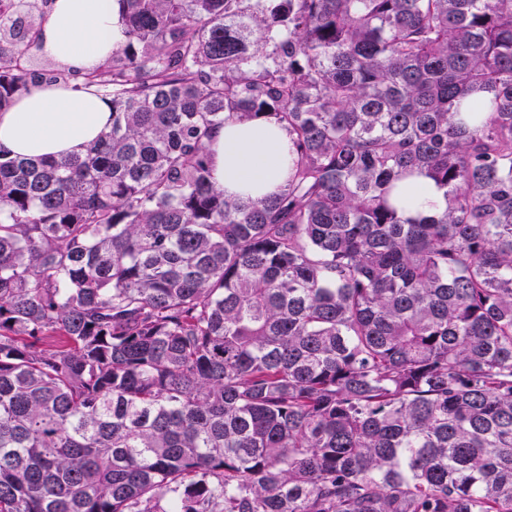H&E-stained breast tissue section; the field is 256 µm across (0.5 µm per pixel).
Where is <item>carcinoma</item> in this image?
I'll return each instance as SVG.
<instances>
[{
  "instance_id": "1",
  "label": "carcinoma",
  "mask_w": 512,
  "mask_h": 512,
  "mask_svg": "<svg viewBox=\"0 0 512 512\" xmlns=\"http://www.w3.org/2000/svg\"><path fill=\"white\" fill-rule=\"evenodd\" d=\"M118 3L112 125L0 153V512H512V0ZM259 120L288 180L229 197ZM288 133L274 123H227L210 144L213 181L227 196L256 199L288 177ZM415 197V210L419 212L435 211L443 204L442 193L431 182L419 179Z\"/></svg>"
}]
</instances>
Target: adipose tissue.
<instances>
[{"instance_id": "ef3b65f1", "label": "adipose tissue", "mask_w": 512, "mask_h": 512, "mask_svg": "<svg viewBox=\"0 0 512 512\" xmlns=\"http://www.w3.org/2000/svg\"><path fill=\"white\" fill-rule=\"evenodd\" d=\"M44 57L89 73L125 40L116 0H53L38 32ZM112 123V104L93 86L36 83L0 109V150L26 158L82 153ZM288 133L266 121L228 123L210 144L213 181L225 195L256 199L288 177Z\"/></svg>"}]
</instances>
